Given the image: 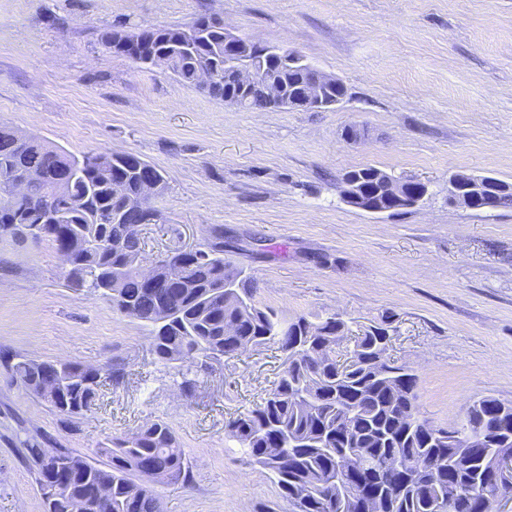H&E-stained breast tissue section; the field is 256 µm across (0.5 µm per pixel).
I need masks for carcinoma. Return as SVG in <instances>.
Listing matches in <instances>:
<instances>
[{"instance_id":"carcinoma-1","label":"carcinoma","mask_w":512,"mask_h":512,"mask_svg":"<svg viewBox=\"0 0 512 512\" xmlns=\"http://www.w3.org/2000/svg\"><path fill=\"white\" fill-rule=\"evenodd\" d=\"M122 25L100 31L98 40L108 51L149 68L176 45L184 48L171 60L172 74L208 96L244 110L271 108L258 91L243 87L224 66V21L198 15L187 26L137 29V56L117 37ZM258 64L261 79L273 80L290 96L300 94L309 74L307 63L288 65L284 50L265 46ZM210 65L216 77L203 83L198 68ZM148 162L136 154L108 151L75 155L0 126V237L46 241L55 247L72 245L69 281L104 297L112 310L151 328L153 353L165 364L188 363L207 367L208 361L239 357L254 347L273 344L286 355L266 397L225 424L228 437L245 449L250 461L269 471L290 512H364L371 496L380 499L382 512H472L471 501L484 497L494 504L500 491L482 482L485 470L512 456V402L492 396L474 400L463 421L437 427L419 418L417 375L391 359L389 324L353 337L348 357L336 359V342L348 335V323L331 314L313 321L306 316L288 319L253 300V279L224 258V231L190 252H173L171 261L183 268L180 280L163 279L149 287L132 262L144 257L145 241L139 225L143 214L132 212L129 223L112 217L137 202V168ZM22 170L43 180L27 194L11 196L8 183ZM388 173L372 166L354 169L344 179L357 183L377 209L393 208L383 193ZM66 181V192L48 202L51 186ZM494 209L512 208V183L493 179ZM48 361L17 355L9 362L12 377L28 392L48 403L59 415L78 418L92 411L102 377L118 384L124 369L69 361L61 383L44 387ZM25 459L38 485L48 480L43 449L23 441ZM355 451L374 467L366 493L347 490L336 475L323 469V456L336 455L347 463ZM107 461L96 463L67 448L58 459L70 473L65 486L52 494L54 508L68 512L74 498L87 500L85 512H164L157 485L191 480L184 448L172 426L157 419L135 432L110 440L101 449ZM152 458L156 471L141 477L134 465ZM108 483L105 504L93 497V485Z\"/></svg>"}]
</instances>
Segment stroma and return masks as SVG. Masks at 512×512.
<instances>
[{"instance_id": "obj_1", "label": "stroma", "mask_w": 512, "mask_h": 512, "mask_svg": "<svg viewBox=\"0 0 512 512\" xmlns=\"http://www.w3.org/2000/svg\"><path fill=\"white\" fill-rule=\"evenodd\" d=\"M298 52L347 88L334 109L242 110L106 51L101 30L184 25L198 14ZM73 154L135 153L166 176L146 253L207 244L285 316L389 322L391 355L417 375L438 427L471 400L512 401V209L448 204L455 173L512 182V0H0V125ZM361 141L343 137L351 125ZM372 166L426 182L417 207L369 214L341 181ZM120 364L97 406L69 421L22 389L4 355ZM274 348L211 361L189 393L155 364L147 326L71 286L48 243L0 238V512H44L23 440L101 461L112 437L167 421L189 484L165 512H288L265 470L224 431L261 401Z\"/></svg>"}]
</instances>
